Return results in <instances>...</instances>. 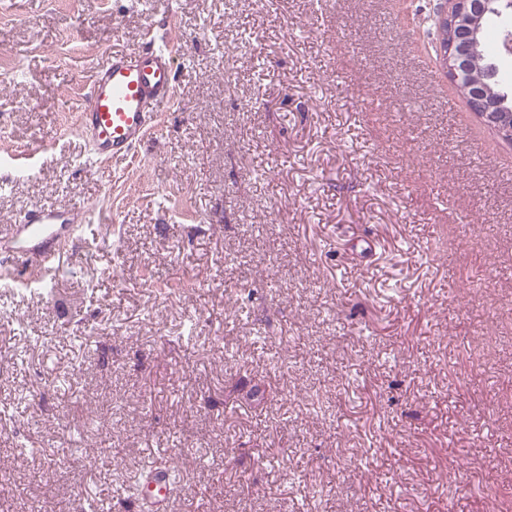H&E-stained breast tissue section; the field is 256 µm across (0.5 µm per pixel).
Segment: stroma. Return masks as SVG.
Instances as JSON below:
<instances>
[{"mask_svg":"<svg viewBox=\"0 0 512 512\" xmlns=\"http://www.w3.org/2000/svg\"><path fill=\"white\" fill-rule=\"evenodd\" d=\"M430 3L0 0V225L81 214L0 280V512H137L158 457L169 512H512V143L449 102ZM151 32L174 99L97 161L92 75ZM272 344L298 399L259 406ZM90 420L106 453L15 449ZM78 215L69 206H36L26 211L17 224L1 234L0 252L19 253L31 270L49 271L60 265L62 254L75 239Z\"/></svg>","mask_w":512,"mask_h":512,"instance_id":"stroma-1","label":"stroma"}]
</instances>
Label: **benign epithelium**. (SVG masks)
<instances>
[{"mask_svg": "<svg viewBox=\"0 0 512 512\" xmlns=\"http://www.w3.org/2000/svg\"><path fill=\"white\" fill-rule=\"evenodd\" d=\"M512 11V0H433L430 16L438 24L448 23L449 31L459 29L466 35L452 37L448 53L440 54V63L452 81L460 83L469 81L470 96L478 108L477 115L496 126L504 139L512 137V124L489 113L492 90L486 78L479 77L467 67L470 56L476 53L479 44L475 36L486 13Z\"/></svg>", "mask_w": 512, "mask_h": 512, "instance_id": "obj_1", "label": "benign epithelium"}]
</instances>
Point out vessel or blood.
<instances>
[{"label":"vessel or blood","mask_w":512,"mask_h":512,"mask_svg":"<svg viewBox=\"0 0 512 512\" xmlns=\"http://www.w3.org/2000/svg\"><path fill=\"white\" fill-rule=\"evenodd\" d=\"M172 71L173 55L162 46L112 54L96 70L79 134L99 161L125 159L143 142L156 112L173 99ZM77 224L78 215L69 206L33 207L0 234V252L21 254L34 271L55 269L74 241ZM169 479L165 470L146 475L147 512H166Z\"/></svg>","instance_id":"b4317fda"}]
</instances>
